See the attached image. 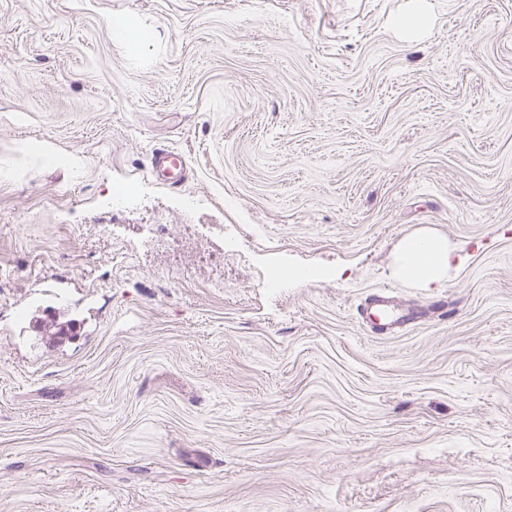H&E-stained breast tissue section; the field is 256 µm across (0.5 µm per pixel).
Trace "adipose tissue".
Returning a JSON list of instances; mask_svg holds the SVG:
<instances>
[{
  "instance_id": "1",
  "label": "adipose tissue",
  "mask_w": 512,
  "mask_h": 512,
  "mask_svg": "<svg viewBox=\"0 0 512 512\" xmlns=\"http://www.w3.org/2000/svg\"><path fill=\"white\" fill-rule=\"evenodd\" d=\"M454 252L446 240L420 234L405 240L393 267L396 278L420 288H441L448 281Z\"/></svg>"
}]
</instances>
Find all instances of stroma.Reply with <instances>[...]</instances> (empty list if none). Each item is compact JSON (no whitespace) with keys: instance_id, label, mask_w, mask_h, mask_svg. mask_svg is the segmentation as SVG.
<instances>
[{"instance_id":"stroma-1","label":"stroma","mask_w":512,"mask_h":512,"mask_svg":"<svg viewBox=\"0 0 512 512\" xmlns=\"http://www.w3.org/2000/svg\"><path fill=\"white\" fill-rule=\"evenodd\" d=\"M0 512H512V0H0ZM177 164L182 167L187 165V159L183 154L158 149L151 158V171L168 173V166ZM454 251L444 239L420 234L405 240L393 267V275L419 288H442L448 281ZM384 287L382 291L370 295L366 300L363 313L368 316L372 314V310H375V321L374 327L379 330H385L387 334L398 333L406 331L416 323L417 317L414 313L406 312L396 315L392 310H389L386 306L390 298V290Z\"/></svg>"}]
</instances>
